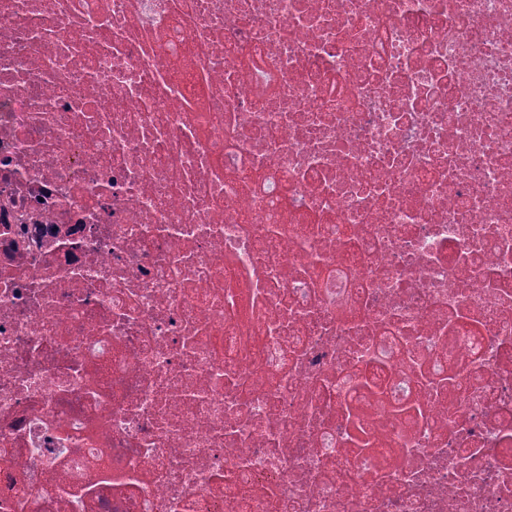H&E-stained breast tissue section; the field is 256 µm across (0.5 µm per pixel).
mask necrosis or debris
Segmentation results:
<instances>
[{
    "instance_id": "obj_1",
    "label": "necrosis or debris",
    "mask_w": 512,
    "mask_h": 512,
    "mask_svg": "<svg viewBox=\"0 0 512 512\" xmlns=\"http://www.w3.org/2000/svg\"><path fill=\"white\" fill-rule=\"evenodd\" d=\"M0 512H512V0H0Z\"/></svg>"
}]
</instances>
